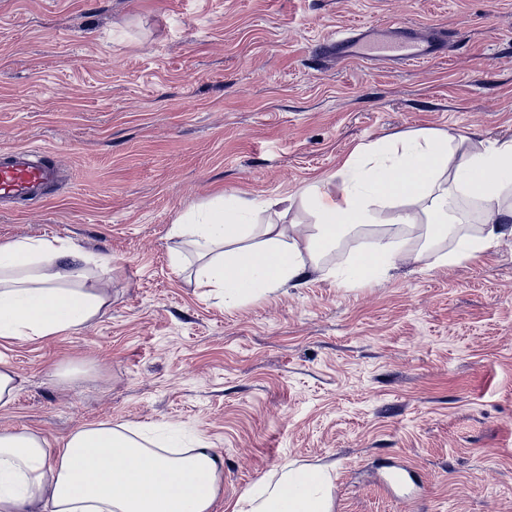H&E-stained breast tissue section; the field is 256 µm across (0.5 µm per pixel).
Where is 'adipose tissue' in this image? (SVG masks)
<instances>
[{"mask_svg": "<svg viewBox=\"0 0 512 512\" xmlns=\"http://www.w3.org/2000/svg\"><path fill=\"white\" fill-rule=\"evenodd\" d=\"M447 130L386 136L355 147L337 176L336 200L319 182L301 198L313 223L260 224L269 200L216 196L179 212L169 227L181 247L174 268H192L198 287L236 307L282 288L305 285L320 256L355 229L378 225L398 207L399 228L425 240L448 234L452 201L476 198L479 235L461 237L439 262L478 259L512 238V139L480 141L464 152ZM420 255L389 239L352 258L340 283H369ZM112 265L71 239L20 237L0 242V339L41 340L91 326L105 315ZM223 461L205 444L182 449L179 439L146 427L108 422L80 428L57 449L35 432L0 433V512H211ZM332 469L283 464L247 489L232 512H333Z\"/></svg>", "mask_w": 512, "mask_h": 512, "instance_id": "obj_1", "label": "adipose tissue"}]
</instances>
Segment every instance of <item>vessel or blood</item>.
I'll return each instance as SVG.
<instances>
[{"mask_svg": "<svg viewBox=\"0 0 512 512\" xmlns=\"http://www.w3.org/2000/svg\"><path fill=\"white\" fill-rule=\"evenodd\" d=\"M445 50L442 38L391 23L340 29L322 48L323 53L336 59L369 65L382 61L421 65L440 57ZM59 176V168L42 149L28 146L0 152V201L43 198Z\"/></svg>", "mask_w": 512, "mask_h": 512, "instance_id": "b4317fda", "label": "vessel or blood"}]
</instances>
